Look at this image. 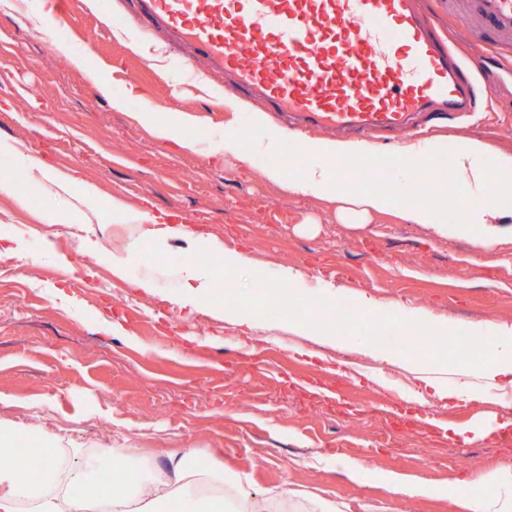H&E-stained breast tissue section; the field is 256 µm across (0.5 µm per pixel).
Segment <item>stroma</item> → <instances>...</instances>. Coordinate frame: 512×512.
Wrapping results in <instances>:
<instances>
[{
  "label": "stroma",
  "instance_id": "35a3bbf8",
  "mask_svg": "<svg viewBox=\"0 0 512 512\" xmlns=\"http://www.w3.org/2000/svg\"><path fill=\"white\" fill-rule=\"evenodd\" d=\"M57 26L54 0H0V141L58 173L79 171L97 198L72 224H45L81 187L55 195L34 183L0 193V243L19 256L0 261V422L17 437L57 436L87 457L133 449V461L164 466L195 449L215 471L246 476L258 493L282 483L349 505L350 512H455L443 487L472 470L512 471V445L491 427L512 423L501 400L485 407L480 437L448 435L474 422L472 401H437L418 369L420 353L376 360L356 340L319 345L291 322L265 319L252 335L205 310L180 307L182 269L210 240L239 251L248 269H292L299 294L324 295L359 312L362 295L404 319L477 330L512 323V234L485 249L481 228L437 235L398 216L399 205L363 224L342 220L336 204L292 195L264 168L224 153L226 124L245 138L259 101L228 97L206 69L177 56L139 27L133 0H66ZM454 52L480 50L502 64L477 76L475 115L433 119L371 138L366 167L434 137L458 148L487 146L486 163L512 153V39L494 35L466 0H419ZM80 58L82 68L71 65ZM122 100L114 110L113 100ZM195 116L185 146L154 137L139 120ZM126 221L111 223L113 201ZM177 215L200 232L197 247L176 240L137 242L141 208ZM126 266L113 274V255ZM151 279L153 294L139 278ZM362 464L350 478L343 461ZM423 476L441 485L430 498L383 491L386 476Z\"/></svg>",
  "mask_w": 512,
  "mask_h": 512
}]
</instances>
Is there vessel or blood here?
Wrapping results in <instances>:
<instances>
[{
    "label": "vessel or blood",
    "mask_w": 512,
    "mask_h": 512,
    "mask_svg": "<svg viewBox=\"0 0 512 512\" xmlns=\"http://www.w3.org/2000/svg\"><path fill=\"white\" fill-rule=\"evenodd\" d=\"M512 35V0H469ZM212 74L305 128L371 133L426 110L472 111L479 59L451 51L414 0H137Z\"/></svg>",
    "instance_id": "vessel-or-blood-1"
}]
</instances>
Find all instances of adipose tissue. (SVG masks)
Listing matches in <instances>:
<instances>
[{
  "mask_svg": "<svg viewBox=\"0 0 512 512\" xmlns=\"http://www.w3.org/2000/svg\"><path fill=\"white\" fill-rule=\"evenodd\" d=\"M308 161L302 165H271L266 179L288 188L289 192L348 206L350 217L367 218L382 213L391 205L392 193L403 199L401 216L413 224H424L436 231L447 232L448 176L438 171L434 162L441 151L437 141L413 145L421 159L418 173L405 175L395 191L350 190L336 172V163L345 158L368 154L361 142L317 141L305 144ZM485 147L481 141L460 143L454 160L459 182L471 199L462 209L455 227L456 234L467 235L472 225H482L484 247L494 246L500 239L498 227L512 216L505 201L512 200V154L497 156L486 165ZM432 183L436 197L425 204L420 200L424 183ZM139 239L152 242L180 240L193 243L196 232L187 225H173L167 213L149 210L140 213ZM493 352L482 364L478 376L493 386L512 385V323H496L485 339ZM127 453L121 448L108 449L92 460L73 462L59 485L38 481L26 457L13 456L0 463V512H93L103 504L105 512H167L170 501L181 504V512H285L293 504L294 493L282 487L259 495L247 481L234 473L213 472L192 453L171 455L168 471L130 472L125 468ZM118 471L122 480L111 491L98 483L102 469ZM488 478L481 473L454 481L448 487L450 499L463 512H512V473L498 476L500 491L483 494Z\"/></svg>",
  "mask_w": 512,
  "mask_h": 512,
  "instance_id": "ef3b65f1",
  "label": "adipose tissue"
}]
</instances>
